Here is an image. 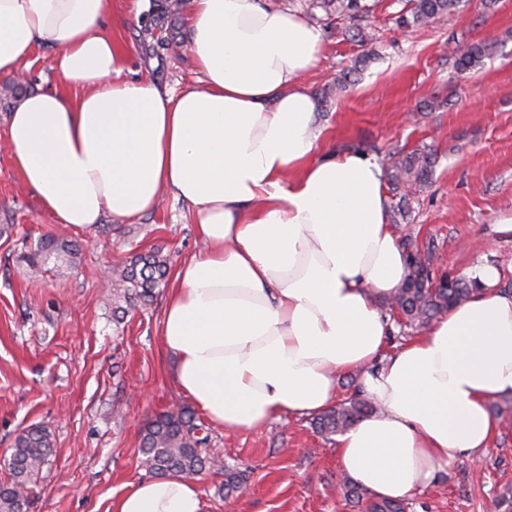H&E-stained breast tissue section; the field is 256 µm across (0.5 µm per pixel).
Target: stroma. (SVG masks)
Masks as SVG:
<instances>
[{
  "instance_id": "stroma-1",
  "label": "stroma",
  "mask_w": 512,
  "mask_h": 512,
  "mask_svg": "<svg viewBox=\"0 0 512 512\" xmlns=\"http://www.w3.org/2000/svg\"><path fill=\"white\" fill-rule=\"evenodd\" d=\"M372 45L355 21L316 10L319 61L300 77L320 104L314 125L324 150H359L377 163L419 148L436 157L429 182L411 195L399 241L434 251V273L470 277L491 266L512 294V0L486 9L463 0L445 23L404 28L406 0H365ZM158 0H114L109 30L127 52L125 78L179 92L197 85L188 53L171 41L189 35L190 0L157 16ZM494 42L497 53L471 73L453 67L458 48ZM353 67L345 89L334 86ZM0 109V459L33 426L47 428L53 451L31 487L27 512H112L113 502L149 479L140 442L146 424L181 401L174 361L161 336L167 284L149 304L116 305L104 278L154 252L177 269L202 245L190 205L161 194L131 222L104 218L93 229L56 224L12 166ZM61 235L79 254L66 276L44 266L30 276L22 259L41 237ZM207 456L244 470L246 495L226 506L224 474L194 482L205 512H361L342 493L335 437L308 417H282L261 431L211 426ZM512 425L488 448L438 471L404 497L405 512H512Z\"/></svg>"
}]
</instances>
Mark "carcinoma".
I'll return each instance as SVG.
<instances>
[{
	"mask_svg": "<svg viewBox=\"0 0 512 512\" xmlns=\"http://www.w3.org/2000/svg\"><path fill=\"white\" fill-rule=\"evenodd\" d=\"M460 3L461 0H407L408 14L400 16V24L409 27L444 21L457 11ZM315 8L329 9L339 17L354 20L365 17V6L361 0H309L307 9ZM496 51V45L490 42L466 44L457 51L454 68L459 73H469L494 56ZM435 163L433 153L425 149L408 153L396 151L388 155L386 179L400 195L394 210L396 218L407 219V198L413 190L431 179ZM74 255L75 248L71 242L47 236L25 256V261L36 269L53 259L55 268L63 272L71 266ZM432 257L429 247L423 251L418 248L409 251V275L402 287L387 300L389 310L398 314L406 326L427 327L448 309L468 301L480 289L481 283L476 278L444 275L438 280L432 279L429 269ZM167 273L168 265L163 256L157 253L141 256L122 270L119 294L126 300L138 299L146 303ZM374 411L375 404L356 397L319 415L315 428L319 433L331 436ZM208 441L209 435L205 434L204 425L198 422L194 412L186 405H176L156 415L147 424L140 453L143 463L159 476L176 474L192 478L215 466V461L202 452ZM52 447L51 434L45 428L33 427L17 436L7 462L10 480L0 484V512H24L29 486L51 454ZM244 486L242 471L224 467V496L237 494ZM367 512H403V506L396 499H383L370 502Z\"/></svg>",
	"mask_w": 512,
	"mask_h": 512,
	"instance_id": "obj_1",
	"label": "carcinoma"
}]
</instances>
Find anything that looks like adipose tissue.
I'll return each mask as SVG.
<instances>
[{
    "label": "adipose tissue",
    "instance_id": "adipose-tissue-1",
    "mask_svg": "<svg viewBox=\"0 0 512 512\" xmlns=\"http://www.w3.org/2000/svg\"><path fill=\"white\" fill-rule=\"evenodd\" d=\"M112 0H0V74L55 47V86L27 94L6 129L11 164L56 223L131 220L162 192L190 204L201 252L177 268L162 338L178 388L211 422L258 431L331 407L362 371L380 414L338 438L344 473L379 499L428 485L498 429L512 394V295L481 291L393 356L379 301L408 264L388 219L382 169L324 155L316 102L297 83L321 34L260 0H192L201 84L175 94L128 80L104 22ZM114 512H204L190 480H145Z\"/></svg>",
    "mask_w": 512,
    "mask_h": 512
}]
</instances>
